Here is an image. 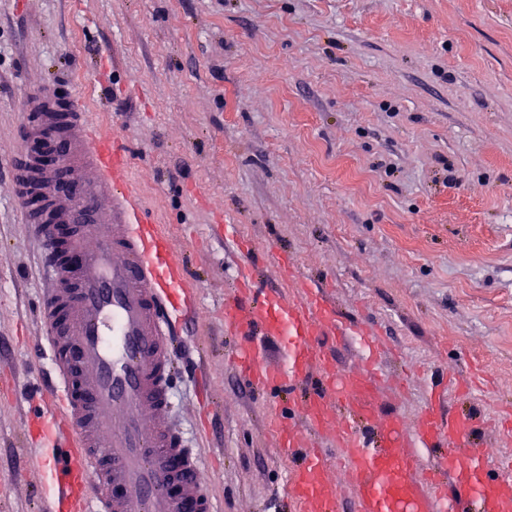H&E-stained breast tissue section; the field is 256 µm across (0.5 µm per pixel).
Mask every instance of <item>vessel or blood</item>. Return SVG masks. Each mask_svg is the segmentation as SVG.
<instances>
[{
	"label": "vessel or blood",
	"mask_w": 512,
	"mask_h": 512,
	"mask_svg": "<svg viewBox=\"0 0 512 512\" xmlns=\"http://www.w3.org/2000/svg\"><path fill=\"white\" fill-rule=\"evenodd\" d=\"M48 95L29 90L22 110L28 138L60 139L59 169L18 158L14 192L23 221L35 225L51 286L39 314L62 388L46 406L52 450L40 467L50 476L46 512H214L197 449L170 417V382L178 364L176 324L193 314L182 261L172 239L147 219L127 178L125 150L93 132L78 102L52 114ZM80 183L77 195L55 191L59 178ZM238 338L234 362L257 389L285 393L300 417L270 411L264 427L285 456L297 457L286 487L300 512H334L337 464L357 512H512V463L479 452L472 441L484 421L442 409L431 399L413 436L398 418L377 419L362 394L376 380L377 358L342 371L325 351L326 336L348 333L321 293L290 299L239 278L224 305ZM261 336L284 340V358L266 359ZM326 438L322 447L311 432ZM440 449L432 464L411 441ZM465 492L449 498V485Z\"/></svg>",
	"instance_id": "1"
}]
</instances>
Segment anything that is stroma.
<instances>
[{"label": "stroma", "instance_id": "35a3bbf8", "mask_svg": "<svg viewBox=\"0 0 512 512\" xmlns=\"http://www.w3.org/2000/svg\"><path fill=\"white\" fill-rule=\"evenodd\" d=\"M33 83L122 141L182 256L173 422L205 428L222 512H293L272 398L224 328L239 240L262 288L324 291L379 336L381 415L512 403V0H0V512L47 496L41 256L12 183ZM473 366L492 383L474 403L448 389Z\"/></svg>", "mask_w": 512, "mask_h": 512}]
</instances>
